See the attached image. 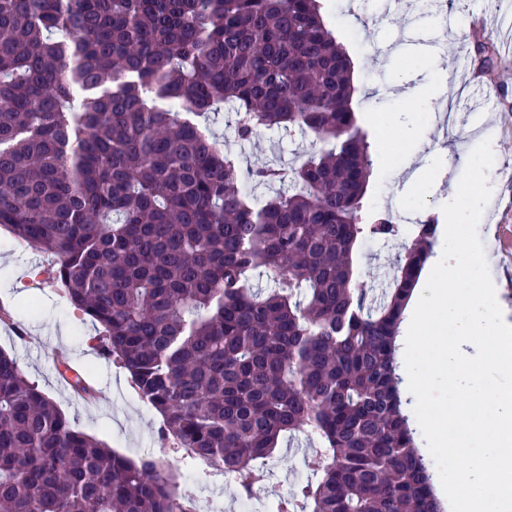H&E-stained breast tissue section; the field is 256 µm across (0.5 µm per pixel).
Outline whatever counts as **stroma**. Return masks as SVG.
<instances>
[{"instance_id":"1","label":"stroma","mask_w":512,"mask_h":512,"mask_svg":"<svg viewBox=\"0 0 512 512\" xmlns=\"http://www.w3.org/2000/svg\"><path fill=\"white\" fill-rule=\"evenodd\" d=\"M405 13L388 24L378 16L380 0H321L322 13L332 23L354 65L353 104L370 142L372 174L367 205L388 210L401 224L430 216L443 221L441 211L457 184L479 138L492 143L494 163L489 172L491 198L478 225L480 238H492L499 291L497 301L512 321V53L497 52L491 77L477 80L471 54L472 36H493L498 0H453L446 25L418 0H407ZM420 88L416 98L399 95L402 79ZM233 116H212V130L223 136L226 149L241 166L270 161L297 165L310 152L307 139L273 130L259 131L251 142L236 139ZM455 121L463 136L443 137L447 121ZM405 143L424 166L430 191H422L403 170L397 143ZM402 252L400 241L370 240L358 249L360 282L376 295L390 281ZM51 255L17 242L0 229V350L13 355L27 377L46 393L79 430L131 458L150 454L165 470L182 497H194L196 512H240L233 479L204 478L202 462L184 461L185 451L162 439L161 415L141 398L129 373L115 359L100 355L89 319L65 298L54 278ZM84 373L95 391L82 399L62 379L58 355ZM316 440L282 442L270 464L271 476L260 489L258 512H273L275 501L307 481L303 453L317 449ZM200 472L195 486L185 484L182 471Z\"/></svg>"}]
</instances>
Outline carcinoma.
I'll return each instance as SVG.
<instances>
[{
    "instance_id": "obj_1",
    "label": "carcinoma",
    "mask_w": 512,
    "mask_h": 512,
    "mask_svg": "<svg viewBox=\"0 0 512 512\" xmlns=\"http://www.w3.org/2000/svg\"><path fill=\"white\" fill-rule=\"evenodd\" d=\"M354 92L319 0H0V228L53 257L162 437L240 495L304 436L320 445L311 478L277 512H443L396 344L436 222L365 216ZM220 107L241 141L276 128L319 149L244 170L198 122ZM400 237L375 304L358 245ZM0 512L193 505L159 460L77 429L0 351ZM405 353H402V352H399V355H398V358H399V363H400V366H401V373L404 377V389H405V395L406 397L410 400V403L407 404V407L405 408L406 410V413L410 416V423H411V426L412 428L415 429L416 431V435H417V443H418V447H419V450L421 451V453L426 457L428 458L431 463H432V467H433V472H434V479H436V486H437V493L439 495V491L442 488L441 486V482H440V478H439V473H438V470H437V467H436V464L428 450V447H427V444L425 442V439L423 437V434L421 432V429L419 427V424L417 422V419H416V416L414 414V404H415V398L409 394H407L406 390H407V381H406V367H405Z\"/></svg>"
}]
</instances>
